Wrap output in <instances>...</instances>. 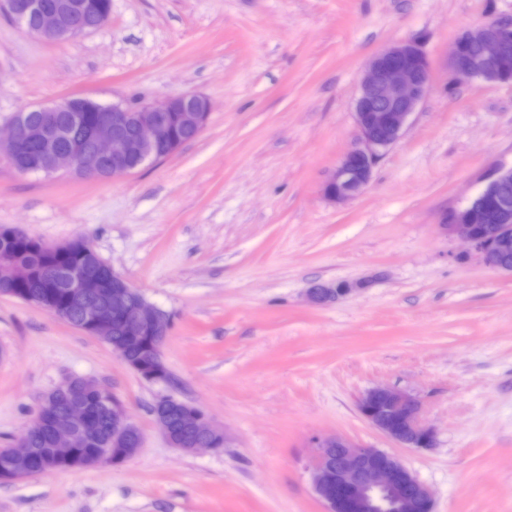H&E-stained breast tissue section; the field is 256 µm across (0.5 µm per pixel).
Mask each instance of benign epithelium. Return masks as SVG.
<instances>
[{"mask_svg": "<svg viewBox=\"0 0 512 512\" xmlns=\"http://www.w3.org/2000/svg\"><path fill=\"white\" fill-rule=\"evenodd\" d=\"M0 11L46 41H61L102 26L110 13L99 11L98 0H0ZM512 55V21L493 19L459 36L452 46L450 66L460 78L486 82L501 80L500 65ZM432 82L428 58L412 41L393 44L372 56L365 65L355 101V145L345 154L324 186L325 196L343 203L358 196L370 181L380 153L395 143L426 96ZM58 112H65L60 121ZM210 113L208 100L189 93L161 102L132 107L102 104L75 95L50 106H33L16 114L9 127L0 130V157L17 161L25 144L37 142L42 150L26 172L52 175L67 172L80 177H100L107 168L112 176L134 171L132 161L144 164L178 151L169 137L177 127L198 135ZM512 181V165L501 164L489 175L485 187L456 210L441 229L463 239L471 252L489 269L512 274L503 258L512 253V203L501 188ZM479 215L487 224L483 235L473 223ZM100 275L85 278L62 270L54 282L67 288L71 301L81 306L87 332L105 342L111 340L112 324L121 319L127 336L152 348V370L142 378L151 383L168 380L162 347L168 336L165 314L148 303L110 266L99 262ZM352 292L345 283L316 285L310 300L326 303ZM79 393L59 410L49 400L35 422L51 427L53 448L48 459L63 465L73 458V448L91 421L90 398L112 416V444L127 442L134 426L125 407L103 397L97 382L74 378ZM361 415L378 431L407 448H430L433 430L422 421L419 400L399 389L378 386L365 392L358 403ZM176 413L196 440L177 438L169 424ZM155 421L167 442L194 452L224 447V430L215 427L197 406L162 397L153 405ZM315 456L312 480L325 512H434V499L401 460L379 448L357 445L340 435L313 440ZM0 481L11 482L31 463L33 449L20 442L5 450Z\"/></svg>", "mask_w": 512, "mask_h": 512, "instance_id": "7a95c632", "label": "benign epithelium"}]
</instances>
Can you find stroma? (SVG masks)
<instances>
[{"label":"stroma","instance_id":"stroma-1","mask_svg":"<svg viewBox=\"0 0 512 512\" xmlns=\"http://www.w3.org/2000/svg\"><path fill=\"white\" fill-rule=\"evenodd\" d=\"M512 0H112L62 42L0 12V129L72 95L139 105L195 92L207 123L174 155L108 179L15 171L0 158V225L49 244L83 238L169 319L168 385L105 342L0 296V448L78 375L140 429L119 465L0 482V512H324L317 436L398 457L435 512H512V274L463 257L451 212L512 163V82L459 78L455 38ZM411 40L431 87L364 192L324 194L356 142L367 60ZM355 290L325 304L316 283ZM405 390L435 433L398 445L359 413ZM170 395L223 428V451L171 447L151 408Z\"/></svg>","mask_w":512,"mask_h":512}]
</instances>
